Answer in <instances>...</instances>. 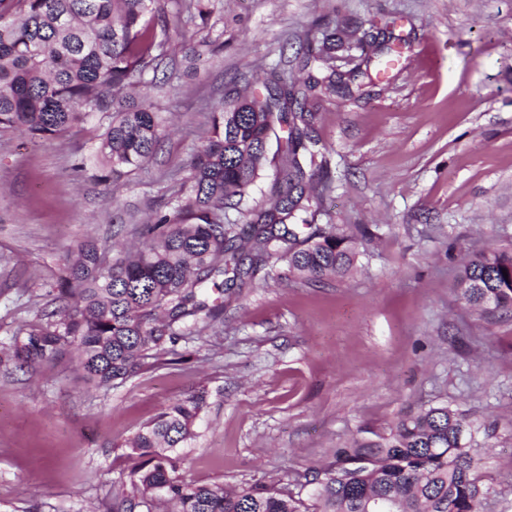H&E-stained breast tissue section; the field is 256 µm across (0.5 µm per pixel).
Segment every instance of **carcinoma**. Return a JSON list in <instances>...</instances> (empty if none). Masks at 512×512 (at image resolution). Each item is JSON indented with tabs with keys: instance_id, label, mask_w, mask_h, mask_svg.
I'll use <instances>...</instances> for the list:
<instances>
[{
	"instance_id": "obj_1",
	"label": "carcinoma",
	"mask_w": 512,
	"mask_h": 512,
	"mask_svg": "<svg viewBox=\"0 0 512 512\" xmlns=\"http://www.w3.org/2000/svg\"><path fill=\"white\" fill-rule=\"evenodd\" d=\"M159 0H0V130L31 139L77 130L104 114L92 160L93 177L141 168L164 137V120L131 91L146 84L166 56V21ZM190 20L208 22L207 0H190ZM336 43H324L320 62L302 82L273 70L263 90L212 113L211 135L192 156L180 195L136 228L134 250L112 254L77 247L58 276L57 309L0 349V364L33 367L74 346L86 381L109 387L155 366L190 318L217 321L223 308L207 290L230 289L259 266L284 263L306 278L346 275L357 248L334 232L298 240L294 226L311 225L319 205L308 183L327 169L312 136L314 101L352 92L326 72ZM288 126V146L273 185L275 201L247 208L276 125ZM246 217L224 222L226 211ZM462 300L488 312L512 309V247L475 255L457 273ZM206 407L200 393L168 405L126 448L140 459L130 492L113 512H134L156 500L168 512H366L375 498L399 512H477L488 487L474 456L489 428L446 405L401 418L387 431L370 430L344 448L312 479L311 503L264 484L228 488L195 485L176 476L178 449L195 435Z\"/></svg>"
}]
</instances>
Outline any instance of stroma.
<instances>
[{
  "mask_svg": "<svg viewBox=\"0 0 512 512\" xmlns=\"http://www.w3.org/2000/svg\"><path fill=\"white\" fill-rule=\"evenodd\" d=\"M161 0L168 64L141 90L170 133L113 186L78 168L106 122L27 140L0 135V345L56 308L77 245L133 242L176 196L211 113L272 68L305 75L307 44L355 31L329 65L348 74L395 37L365 95L314 110L329 167L314 224L355 237L353 269L320 281L259 270L224 296V321L186 330L157 364L109 389L70 358L0 367V512H106L138 460L126 442L171 403L206 391L178 473L197 485L266 484L307 497V476L361 430L446 405L489 426L474 455L481 512H512V310L468 308L456 275L512 245V0ZM223 42L196 55L202 38Z\"/></svg>",
  "mask_w": 512,
  "mask_h": 512,
  "instance_id": "obj_1",
  "label": "stroma"
}]
</instances>
